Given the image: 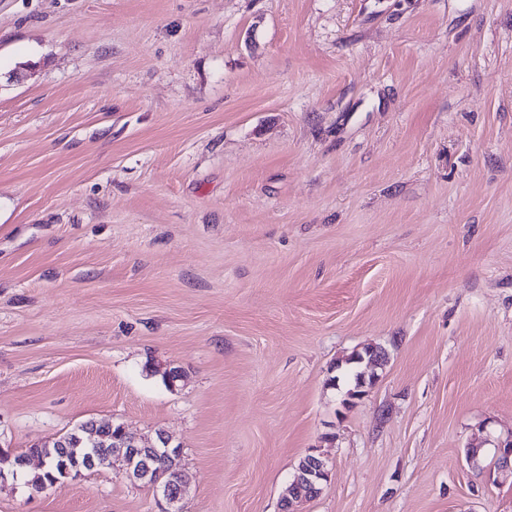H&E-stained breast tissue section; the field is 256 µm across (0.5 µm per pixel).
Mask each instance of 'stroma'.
<instances>
[{"mask_svg": "<svg viewBox=\"0 0 512 512\" xmlns=\"http://www.w3.org/2000/svg\"><path fill=\"white\" fill-rule=\"evenodd\" d=\"M88 420L179 444L185 512H281L312 449L298 512H512V0H0V449ZM360 356H361V354H358V353L353 354L345 361L344 366L342 364H337L338 367L336 369L340 371V376L337 375V376L332 377V379H331V381H333L334 386H336V381L338 383L341 378L343 380H345L346 382L354 383L353 388H350L347 391L348 399L346 400V403H349L350 399L355 398L362 392V390H358V388L363 386V383H364L360 377V374L362 373V371L358 370L357 360ZM351 391H353V392H351ZM302 462L301 485L306 489L304 492L308 496H313L317 494L318 485L324 481L327 482L329 476L327 463L320 454L314 453L304 456Z\"/></svg>", "mask_w": 512, "mask_h": 512, "instance_id": "1", "label": "stroma"}]
</instances>
